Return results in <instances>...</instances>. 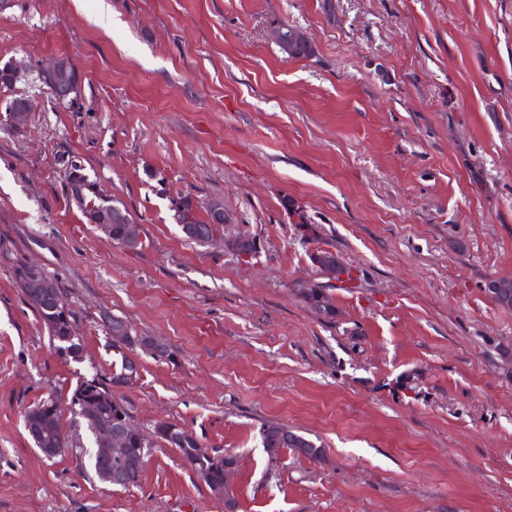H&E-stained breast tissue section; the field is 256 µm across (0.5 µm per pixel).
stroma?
Here are the masks:
<instances>
[{"mask_svg":"<svg viewBox=\"0 0 512 512\" xmlns=\"http://www.w3.org/2000/svg\"><path fill=\"white\" fill-rule=\"evenodd\" d=\"M284 23L311 58H285ZM60 55L83 76L71 108L0 86V111L33 102L0 130V512H224L166 444L121 489L86 470L78 419L54 458L31 442L28 408L126 357L133 423L233 456L238 512H512V309L484 291L512 277V0H0V67ZM64 151L141 247L84 223ZM183 196L201 220L223 201L222 237H183ZM239 236L252 258L225 249ZM321 250L350 287L320 278ZM19 262L60 288L80 361L55 354ZM115 316L167 356L121 350ZM271 423L323 459L267 454ZM32 106V102L29 106L27 98H14L6 107V112L0 114L1 124L13 129L20 128L25 124L28 112H30ZM313 261L316 266L320 268L324 275L329 278L344 279L347 276V281L353 280L351 276V269H346V274L342 271L344 265L335 253H321L320 251L313 255ZM300 288H309L307 291L300 290L301 297L306 303L316 309L325 318L333 319L335 316V306L323 288H316L307 283L301 284Z\"/></svg>","mask_w":512,"mask_h":512,"instance_id":"1","label":"stroma"}]
</instances>
